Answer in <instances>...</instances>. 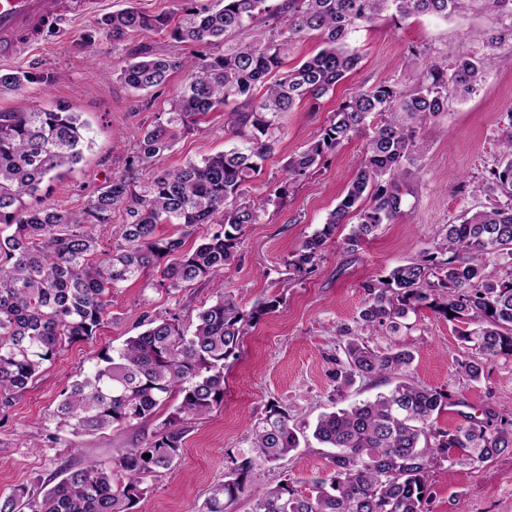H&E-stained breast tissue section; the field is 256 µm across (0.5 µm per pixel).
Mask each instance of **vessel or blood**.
I'll return each instance as SVG.
<instances>
[{
	"mask_svg": "<svg viewBox=\"0 0 512 512\" xmlns=\"http://www.w3.org/2000/svg\"><path fill=\"white\" fill-rule=\"evenodd\" d=\"M97 0H0V60L12 61L20 45H36L50 25L82 16Z\"/></svg>",
	"mask_w": 512,
	"mask_h": 512,
	"instance_id": "b4317fda",
	"label": "vessel or blood"
}]
</instances>
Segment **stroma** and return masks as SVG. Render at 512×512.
Segmentation results:
<instances>
[{
    "mask_svg": "<svg viewBox=\"0 0 512 512\" xmlns=\"http://www.w3.org/2000/svg\"><path fill=\"white\" fill-rule=\"evenodd\" d=\"M130 6L148 14L177 13L175 0H101L100 7L84 18L45 31L40 45L12 64L16 70L52 74L55 80L0 94V110L22 111L33 104L50 109L66 103L80 113L92 141L79 164L51 181L45 203L79 209L90 193L125 171L137 151V131L177 99L182 73H174L164 88L135 91L119 78L126 62L143 52L181 58L210 51L205 43H176L163 31L112 40L101 18ZM488 28L503 34L502 43L482 39ZM348 43L362 55L358 68L333 92L301 102L283 116L275 152L263 164L254 196H263L267 187L278 183L288 156L306 147L336 108L360 89L381 82L409 89L426 57L449 63L462 52L512 55V16L489 14L480 0H474L470 9L448 20L380 17L352 32ZM88 52L94 59L86 65L82 59ZM511 120L512 67L491 70L472 95L450 96L447 112L419 130L428 150L399 182L402 204L391 223L382 225L376 237L353 255L337 246L349 232L348 226H339L334 241L325 246L323 260L305 277L291 278L284 262L324 224L343 196L362 154L363 138L342 142L310 174L289 185L280 206L269 207L259 223L248 226L235 259L224 269V286L244 309L258 300H273L277 306L248 327L238 356L225 362L223 405L206 418L184 423L179 460L172 469L148 477L150 491L135 512H201L211 485L223 481L238 462L252 421L270 405L288 408L297 422L310 426L321 413L380 392L379 383L367 380L336 392L331 376L344 343L339 330L354 326L365 299V282L385 278L394 267L432 247L445 225L483 204L473 188L498 160L500 134ZM231 142L223 113L210 112L199 117L194 129L178 134L158 164L176 168L198 162L224 151ZM158 278L154 272L116 290L96 335L65 347L10 407L0 409V491L37 485L63 467L112 461L128 449L143 447L168 420L171 409L165 406L142 424L94 435L76 436L66 429L49 434L44 429L48 410L90 356L121 347L138 333L143 316L175 314L188 321L216 299L206 281L169 293L155 287ZM459 328L458 322L424 306L401 320L397 333L373 332L366 337L373 347L415 346L412 377L448 395V406L436 420L442 430L469 416L483 419L512 411V360H494L479 381L468 380L457 370L458 362L469 355ZM329 454L313 442L277 463L255 467L234 512H251L256 489L283 481L309 493L312 480L330 474ZM429 485L430 512H512V450L473 465L435 466Z\"/></svg>",
    "mask_w": 512,
    "mask_h": 512,
    "instance_id": "stroma-1",
    "label": "stroma"
}]
</instances>
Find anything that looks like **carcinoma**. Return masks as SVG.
I'll use <instances>...</instances> for the list:
<instances>
[{
	"mask_svg": "<svg viewBox=\"0 0 512 512\" xmlns=\"http://www.w3.org/2000/svg\"><path fill=\"white\" fill-rule=\"evenodd\" d=\"M181 18L126 8L101 19L121 41L142 31L170 29L177 43L204 42L216 52L195 60L147 54L127 62L119 78L131 89L163 88L172 73L186 84L170 111L141 128L138 150L125 172L90 195L78 210L35 207L42 185L83 159L90 140L79 115L66 106L37 104L22 112H0V409L7 408L65 346L88 340L107 315L112 293L151 271L154 286L177 291L195 281L213 284L216 300L187 325L173 314L144 318L146 329L118 350L103 349L63 393L46 422L74 434L131 426L175 399L169 421L142 448H132L106 465L66 468L60 480L37 490L17 486L0 493V512H133L149 492L147 476L169 470L181 455L182 421L209 415L224 402L225 361L240 349L251 321L279 300L243 309L224 291V267L243 243L246 228L268 206L285 199L288 185L304 178L343 141L365 135L361 162L347 191L322 228L307 237L286 261L290 274L313 272L336 228L353 215L357 224L341 240L354 254L381 225L398 213L396 180L424 156L420 127L448 108V92L474 93L488 70L502 63L493 55L457 56L453 65L425 59L402 91L388 83L359 90L339 105L329 125L283 164L282 186L251 197L261 162L274 153L283 113L303 100H318L358 65L348 37L384 13L408 18L448 19L470 0H221L212 10L196 0H177ZM276 11L281 26L259 44L225 46L226 38ZM317 34L322 49L299 66L282 70L292 45ZM55 80L49 74L0 70V91ZM234 101L245 110L226 113L231 148L175 169L155 167L170 150L176 129L188 130L197 116ZM496 167L477 187L487 204L446 225L434 251L424 250L388 274L390 282L368 281L358 328L345 327L344 357L336 358V390L356 379H399L372 400L319 416L313 438L336 452L333 473L302 494L279 483L255 495L252 512H429L428 478L441 462L486 461L512 448V417L474 418L453 431L432 428L433 416L448 405L443 391L408 377L412 348L369 346L362 333L398 330V320L441 301L448 320L464 325L461 339L471 350L458 363L478 380L486 362L512 360V271L486 272L491 258L512 255V124L501 136ZM372 204L362 205L364 198ZM121 214L116 242L103 249L97 229ZM161 224L194 229L215 224L193 249L183 237L158 233ZM304 428L275 404L254 425L241 462L214 485L202 512H227L257 465L276 462L300 447ZM148 458H143V455Z\"/></svg>",
	"mask_w": 512,
	"mask_h": 512,
	"instance_id": "obj_1",
	"label": "carcinoma"
}]
</instances>
